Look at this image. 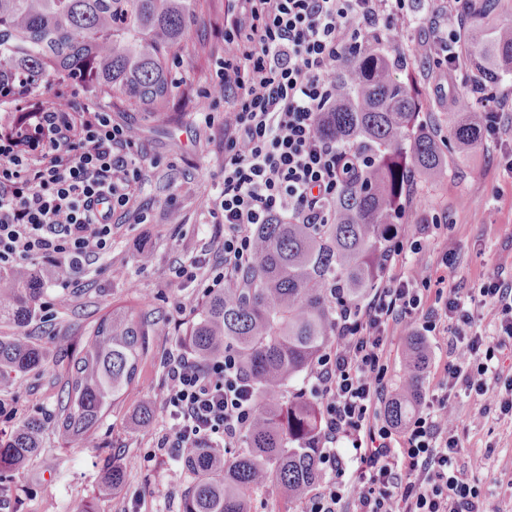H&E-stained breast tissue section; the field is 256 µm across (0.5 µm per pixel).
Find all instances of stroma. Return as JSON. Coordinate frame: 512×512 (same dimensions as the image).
I'll list each match as a JSON object with an SVG mask.
<instances>
[{"mask_svg":"<svg viewBox=\"0 0 512 512\" xmlns=\"http://www.w3.org/2000/svg\"><path fill=\"white\" fill-rule=\"evenodd\" d=\"M195 9L198 21L172 53L183 63L184 81L169 100L166 119L152 120L113 105L107 97L95 100L116 120L128 123L133 138L163 163L149 170L135 209L116 216L111 253L76 274V286L60 287L54 276L44 282L42 309L24 333L43 348L46 364L0 392V400L14 410L0 416V439L35 417L43 424L42 442L28 469L0 470V512H82L90 502L95 512L182 510L190 474L183 462L159 460L153 449L155 434L168 427L167 418L156 413L142 431L131 429L127 418L136 405L155 402L163 382L161 358L183 339L203 303L199 289L176 278L175 266L195 257L210 263L221 258L215 240L224 228L205 223L203 201L219 186L212 173L224 157V127L195 124L192 98L195 90L217 85L216 61L224 54V0H197ZM511 163L512 144L496 151L481 145L469 162L451 164L440 182L412 186V216L448 217V239L460 258L455 280L461 287H477L497 272L512 278V183L493 176ZM174 192L180 205L172 211L166 200ZM143 213L149 223H140ZM128 302L161 320L139 386L106 416L95 446L61 445L53 427L66 348L84 338L114 304ZM459 433L462 458L474 464L472 473L487 497L488 512H512V498L500 492L501 484L512 480V422L491 418L476 428L460 427ZM114 459L124 465L126 480L117 493L103 498L98 493L103 469Z\"/></svg>","mask_w":512,"mask_h":512,"instance_id":"1","label":"stroma"}]
</instances>
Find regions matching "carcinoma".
<instances>
[{
    "mask_svg": "<svg viewBox=\"0 0 512 512\" xmlns=\"http://www.w3.org/2000/svg\"><path fill=\"white\" fill-rule=\"evenodd\" d=\"M502 7V0H471L466 15V66L473 80L487 85L512 74V20L499 19ZM195 22V0H0V94L37 95L51 81L72 80L88 94L153 116L172 92L167 57ZM399 73L394 45L385 38L373 42L367 59L353 57L339 69L336 105L320 133L360 142L372 156L370 167L342 191L332 223L259 225L247 287L212 293L195 314L188 332L193 352L202 359L234 353L259 407L237 457L227 461L197 448L184 460L192 479L182 512H250L251 497L266 489L295 503L320 477L311 448L317 406L284 394L334 339L327 286L336 283L362 302L384 277V225L397 220L414 180L438 181L449 166L424 117L423 88ZM448 133L462 163L479 144L480 122L471 111L450 112ZM43 287L30 264L0 274V322L18 330L0 336V386L44 365L43 350L20 333L36 316ZM156 330V321L135 308L116 306L95 321L84 342L68 348L54 423L58 441L96 444L106 414L137 386ZM403 359L409 378L384 407L398 426L418 411L417 382L428 360L422 338L407 337ZM153 417L145 402L131 424L143 428ZM42 432L41 422L29 419L0 441V470L25 469ZM125 476L121 463L108 464L101 495L120 489Z\"/></svg>",
    "mask_w": 512,
    "mask_h": 512,
    "instance_id": "cac0c4a2",
    "label": "carcinoma"
}]
</instances>
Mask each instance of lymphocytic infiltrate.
Masks as SVG:
<instances>
[{
  "mask_svg": "<svg viewBox=\"0 0 512 512\" xmlns=\"http://www.w3.org/2000/svg\"><path fill=\"white\" fill-rule=\"evenodd\" d=\"M466 0H440L414 15L411 0H224V56L216 77L224 94L197 110L212 125L224 113L220 192L206 215L224 227L221 261L181 262L177 278L202 295L240 288L256 255L257 225L331 223L341 191L368 166L354 142L325 139L322 117L336 100V74L373 38L396 42V57L454 102L450 79L462 65ZM428 36L412 46L413 30ZM487 107L485 142L512 141V87L466 90ZM16 113L0 125V272L40 264L50 274L77 273L112 249V220L128 211L159 165L128 126L88 100L64 104L15 97ZM388 282L355 303L333 286V342L309 368V394L320 410L314 441L327 482L301 500V512H487L481 488L465 472L456 403L471 400L477 427L490 415L512 416V280L494 276L458 288L455 247L438 218L412 234L388 225ZM439 245L424 257L430 240ZM439 339L446 352L433 366L435 385L402 429L384 415L396 333ZM160 404L170 420L154 438L162 457L181 460L194 448L238 447L257 417V391L235 354L204 360L185 348L162 359ZM354 450L348 470L346 450Z\"/></svg>",
  "mask_w": 512,
  "mask_h": 512,
  "instance_id": "obj_1",
  "label": "lymphocytic infiltrate"
}]
</instances>
